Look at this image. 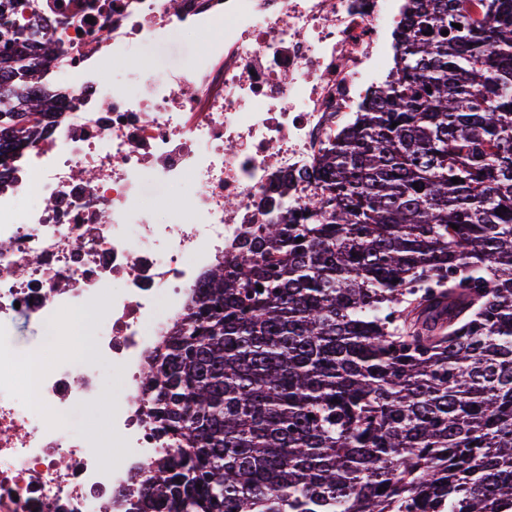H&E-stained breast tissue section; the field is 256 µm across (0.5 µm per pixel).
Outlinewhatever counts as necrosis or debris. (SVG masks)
<instances>
[{
    "instance_id": "1",
    "label": "necrosis or debris",
    "mask_w": 512,
    "mask_h": 512,
    "mask_svg": "<svg viewBox=\"0 0 512 512\" xmlns=\"http://www.w3.org/2000/svg\"><path fill=\"white\" fill-rule=\"evenodd\" d=\"M403 0H0L54 44L39 68L50 123L0 163V512H140L172 454L144 376L210 272L257 224L319 198L323 150L378 90ZM171 75L140 60L182 32ZM185 188L151 205L146 179ZM92 323L85 352L69 321ZM44 360L20 391L17 317ZM121 382L105 430L81 425L102 365ZM12 343L18 353L26 359L30 354L39 353L41 348L40 326L26 318L14 320Z\"/></svg>"
}]
</instances>
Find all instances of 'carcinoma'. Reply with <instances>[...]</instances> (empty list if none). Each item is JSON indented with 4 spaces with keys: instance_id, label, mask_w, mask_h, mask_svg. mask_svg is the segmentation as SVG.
Returning <instances> with one entry per match:
<instances>
[{
    "instance_id": "carcinoma-1",
    "label": "carcinoma",
    "mask_w": 512,
    "mask_h": 512,
    "mask_svg": "<svg viewBox=\"0 0 512 512\" xmlns=\"http://www.w3.org/2000/svg\"><path fill=\"white\" fill-rule=\"evenodd\" d=\"M404 14L319 200L257 225L145 373L176 448L143 512H512V0ZM39 67H0L24 124L44 102L7 82Z\"/></svg>"
}]
</instances>
